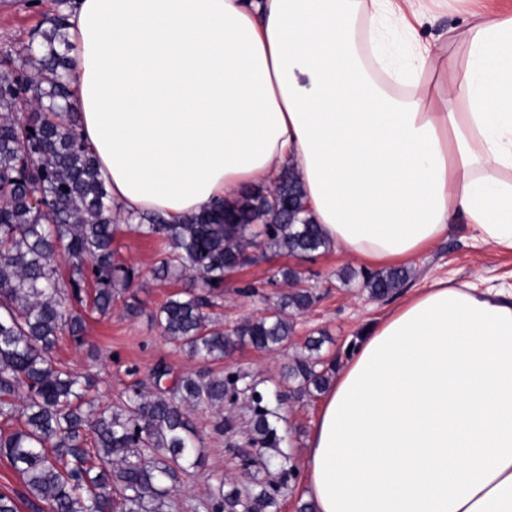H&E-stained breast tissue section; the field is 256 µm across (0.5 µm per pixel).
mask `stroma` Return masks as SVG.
<instances>
[{"mask_svg": "<svg viewBox=\"0 0 512 512\" xmlns=\"http://www.w3.org/2000/svg\"><path fill=\"white\" fill-rule=\"evenodd\" d=\"M430 20L418 27L416 34L425 43L444 45L448 32L465 26L474 12L479 11V0H429ZM38 22L34 10L25 0H0V43H24ZM114 247L120 260L135 266L138 276L133 292L141 302L139 315L131 317L125 311L124 300H117L110 317L90 314L86 318V343L77 347L62 343L58 358L69 366L89 373L98 381L93 396L103 407L119 404L127 389L136 381H149L150 372L158 361L170 364L175 373L201 370L202 362L191 359L176 349L160 334L150 314L157 310L168 295L183 289V282L162 280L153 272L159 240L146 238L121 228ZM300 262L286 253L268 250L256 262L244 266L224 288V296L213 310L226 327L237 326L242 320L266 314L280 291L267 287V280L283 268H299ZM359 262L348 256L326 250L310 263V282L320 299L305 313L297 316L293 336L294 345L281 352H259L240 347L224 359L211 363L214 373L231 369L258 382L260 388H275L283 367L307 337L325 336L322 355L330 360L346 362L347 350L367 326L388 309L385 301L370 298L367 290L358 285H344V273L359 269ZM407 269L410 277L400 290V298H407L416 289L424 287L433 277L447 275L461 282H485L493 285L512 283V251L492 246L475 245L464 225H453L446 237L415 258ZM251 284L260 285L258 295H244ZM318 399L286 398L279 423L281 433L291 434L290 450L293 465H300L304 436L315 420ZM224 414L235 417V430L224 436L211 432L214 412L192 413L191 418L203 437V463L186 475L178 492L181 503L191 508L201 507L209 490L217 480L234 481L238 456L248 450L246 439L249 428L248 412L225 406Z\"/></svg>", "mask_w": 512, "mask_h": 512, "instance_id": "35a3bbf8", "label": "stroma"}]
</instances>
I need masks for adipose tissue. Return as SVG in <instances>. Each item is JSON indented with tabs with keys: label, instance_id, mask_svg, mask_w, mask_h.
<instances>
[{
	"label": "adipose tissue",
	"instance_id": "adipose-tissue-1",
	"mask_svg": "<svg viewBox=\"0 0 512 512\" xmlns=\"http://www.w3.org/2000/svg\"><path fill=\"white\" fill-rule=\"evenodd\" d=\"M423 0H75L69 83L123 214L301 183L330 249L405 263L454 221L512 250V12L416 40ZM315 512H512V286L434 280L325 390Z\"/></svg>",
	"mask_w": 512,
	"mask_h": 512
}]
</instances>
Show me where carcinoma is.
Masks as SVG:
<instances>
[{"instance_id":"carcinoma-1","label":"carcinoma","mask_w":512,"mask_h":512,"mask_svg":"<svg viewBox=\"0 0 512 512\" xmlns=\"http://www.w3.org/2000/svg\"><path fill=\"white\" fill-rule=\"evenodd\" d=\"M36 3L40 22L31 43L0 44V457L19 473L32 505L49 512H171L183 476L201 461V436L190 418L244 397L248 441L277 455L247 466L246 481L228 491L224 481L208 494L207 512H278L282 485L300 472L281 449L280 398L248 385L239 372L202 369L164 386L172 371L158 363L154 391L133 384L122 405L98 411L86 399L97 381L56 360L63 338L85 343V311L112 314L117 298L135 283L134 268L116 259L119 230L96 159L80 132L69 99L72 0ZM134 232L169 245L155 272L185 278L156 313L162 336L193 359L216 361L240 346L260 352L288 348L294 317L317 296L294 269L279 271L289 290L269 313L233 331L207 309L224 296L225 281L255 261L252 249L309 257L328 249L309 215L304 192L285 169L271 188L247 190L180 224L160 214L125 217ZM371 298L394 296L408 278L404 268L361 269ZM311 337L283 375L300 399L322 393L336 370ZM278 471L260 481L253 468Z\"/></svg>"}]
</instances>
